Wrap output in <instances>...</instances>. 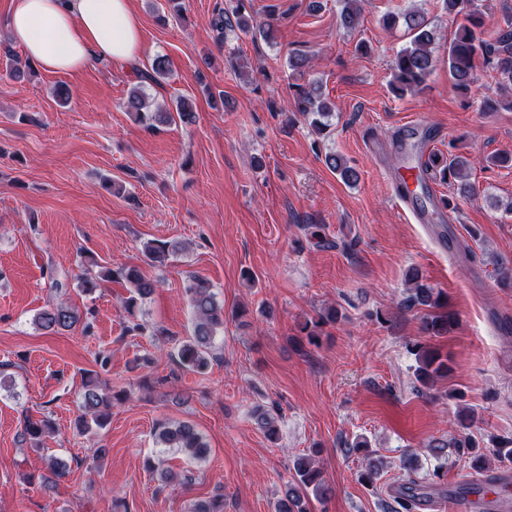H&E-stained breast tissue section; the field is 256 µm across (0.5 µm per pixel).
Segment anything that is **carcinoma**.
<instances>
[{
	"label": "carcinoma",
	"instance_id": "1",
	"mask_svg": "<svg viewBox=\"0 0 512 512\" xmlns=\"http://www.w3.org/2000/svg\"><path fill=\"white\" fill-rule=\"evenodd\" d=\"M236 5L231 11L220 9L212 18L213 28L218 32V39L224 38V30L238 29L243 35L252 37H267L270 34L271 23L258 22L245 16V0H235ZM359 0H339V18L341 25L353 29L359 23L360 13L357 8ZM444 9L458 21L454 38L448 45V73L455 87L469 89L478 82L477 60L482 65L494 71L499 84L512 86V19L505 18L506 27L495 31L494 36L487 38L486 21L481 10L475 7L474 0H443ZM404 21L410 34V41L400 48L392 62L391 89L402 96L419 90L435 66L434 50L437 40L436 30L431 26L427 17L418 11L405 14L390 13L384 19V25L395 26ZM169 75L168 61L163 56L153 59L151 68L138 78L147 79L160 85ZM295 111L307 121L311 130L323 137L332 132L331 118L335 115L333 105L323 97L321 86L316 82L309 85H295L293 96ZM127 109L136 114L138 120L151 129L157 125H172L181 123L189 125L194 122L195 114L189 99L183 97L176 102L175 109H158L148 111V102L142 86L136 85L127 100ZM443 167L440 169L442 179L453 176L457 178L456 194L461 198L476 196V188L462 173L472 167L470 157L450 153L442 158ZM326 165L339 175L340 179L349 185L359 180L358 171L341 155L328 153L325 155ZM142 251L151 264L164 266L168 261L182 251V245L170 241L149 240L143 243ZM84 272L80 276L81 291L94 293L101 285L114 278L123 280L128 285L129 295L124 298L123 306L129 317L126 331L144 334L146 326L137 319L140 303L148 298L157 287V282L149 279L136 267L113 270L102 266L92 255L84 256L82 261ZM410 288L409 294L403 301L407 310L421 308L425 310L422 316L421 329L429 337H442L448 334L452 323L448 314L438 312L442 307L441 294L431 286L423 283L418 269L411 268L406 274ZM185 293L189 298L194 313L192 332L187 339L178 343L175 362L186 371L197 374L206 373L211 367L214 355V339L220 328L224 327V308L220 306L209 283L197 276L191 277ZM95 319V312L79 309L60 301L50 304L35 317L36 326L44 331L60 333L69 331L77 325L88 330ZM416 356L417 367L414 371L415 389L420 392L427 388L439 377L448 374V358L429 345L416 342L412 345ZM82 415L78 420V430L81 433H96L103 429L110 417L112 409V393L106 391L98 378V374L89 372L83 382L81 394ZM253 417L265 437L276 442L279 439L277 418L270 410L257 407ZM52 428L45 420H24L21 437L24 442H31L38 447L41 438ZM460 428L464 433L448 441H436L430 447L436 451L444 448H454L457 453L469 455L471 468L482 471L486 469L487 454L478 451V445L472 439L468 429L467 418L460 420ZM155 443L160 448H171L185 454L189 461L198 462L206 458L209 449L202 434L189 421L163 423L155 435ZM349 450L364 452L365 466L359 474V480L370 487L377 486L381 479L378 461L373 453L368 451L367 440L358 438L348 444ZM492 456L499 462H512V437L501 438L494 442ZM67 465L58 458H50L48 473L41 476L40 485L46 486L56 482L66 473ZM292 479L285 485L284 491L277 499L274 512H309L311 499H318L329 492L321 468L313 461L312 455L298 457L293 466ZM433 484L421 482L412 477L390 494L392 505L390 512H417L430 499ZM190 512H224V495L217 494L208 500L196 501L191 505Z\"/></svg>",
	"mask_w": 512,
	"mask_h": 512
}]
</instances>
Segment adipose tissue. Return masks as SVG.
I'll use <instances>...</instances> for the list:
<instances>
[{
    "instance_id": "ef3b65f1",
    "label": "adipose tissue",
    "mask_w": 512,
    "mask_h": 512,
    "mask_svg": "<svg viewBox=\"0 0 512 512\" xmlns=\"http://www.w3.org/2000/svg\"><path fill=\"white\" fill-rule=\"evenodd\" d=\"M0 25L51 73H74L94 60L131 63L142 43L130 0H9Z\"/></svg>"
}]
</instances>
